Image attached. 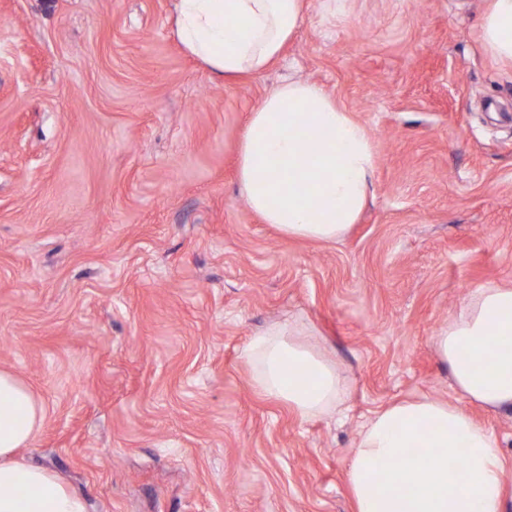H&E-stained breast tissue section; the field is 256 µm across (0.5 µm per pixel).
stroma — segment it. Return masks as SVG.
Here are the masks:
<instances>
[{
    "label": "stroma",
    "mask_w": 512,
    "mask_h": 512,
    "mask_svg": "<svg viewBox=\"0 0 512 512\" xmlns=\"http://www.w3.org/2000/svg\"><path fill=\"white\" fill-rule=\"evenodd\" d=\"M174 0H0V369L43 400L19 456L86 512H353L361 426L457 400L431 339L478 288H512V66L487 0H305L282 58L220 79ZM291 77L371 134V196L333 243L245 203L249 112ZM301 323L350 380L308 421L242 351ZM499 438L512 512V410ZM481 27L487 50L512 63V0H490Z\"/></svg>",
    "instance_id": "stroma-1"
}]
</instances>
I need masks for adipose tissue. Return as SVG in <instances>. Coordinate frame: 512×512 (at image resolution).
Returning <instances> with one entry per match:
<instances>
[{
    "mask_svg": "<svg viewBox=\"0 0 512 512\" xmlns=\"http://www.w3.org/2000/svg\"><path fill=\"white\" fill-rule=\"evenodd\" d=\"M304 0H175L174 34L212 75L262 74L303 19ZM488 51L512 62V0H490L482 17ZM376 156L366 127L322 86L292 78L250 112L238 145L237 181L249 208L286 237L333 242L364 209ZM302 327L274 324L243 349L266 397L309 420L333 413L349 393L346 375ZM512 289L471 294L433 336L460 402L420 396L395 402L362 428L348 473L355 512H504L499 440L466 410L512 409ZM44 408L30 388L0 370V512H85L52 473L20 463ZM461 466L448 465L449 452Z\"/></svg>",
    "mask_w": 512,
    "mask_h": 512,
    "instance_id": "1",
    "label": "adipose tissue"
}]
</instances>
